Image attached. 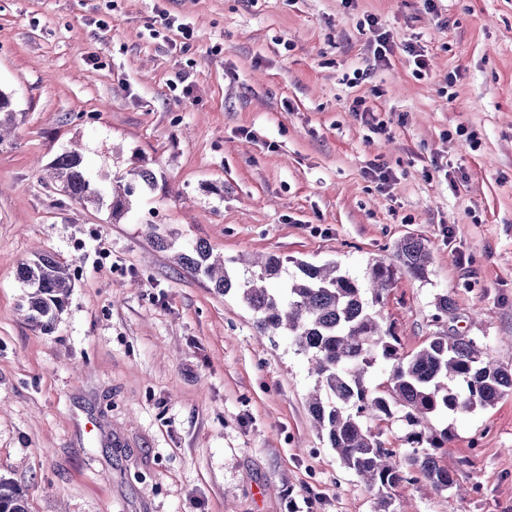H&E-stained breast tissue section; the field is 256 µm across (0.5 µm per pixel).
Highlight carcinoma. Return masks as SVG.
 <instances>
[{
	"label": "carcinoma",
	"mask_w": 512,
	"mask_h": 512,
	"mask_svg": "<svg viewBox=\"0 0 512 512\" xmlns=\"http://www.w3.org/2000/svg\"><path fill=\"white\" fill-rule=\"evenodd\" d=\"M22 117L11 95L0 90V143ZM51 178L71 200L106 208L113 224L121 223L134 200L156 186L153 171L143 165L109 185L96 184L76 150L55 158ZM178 260L206 276L217 292L235 291L262 332L288 335L309 356L318 381L309 408L320 435L347 469L380 494L422 480L439 491L451 489L455 479L440 455L450 435L435 422L449 412L492 406L512 393V370L495 364L473 339L440 333L409 356L400 352L394 329L383 328L376 306L396 276H427L430 251L419 237L400 240L393 262L369 265L363 283L340 273L336 265L300 261L288 279L272 288L268 283L285 271L281 257L269 255L232 275L224 258L201 240L186 246ZM17 276L26 290L28 321L51 330L72 288L69 266L40 254L21 263ZM380 366L389 372L387 384L373 387L368 375ZM395 411L409 427L404 466L372 430L374 421ZM0 512H28L23 491L2 476Z\"/></svg>",
	"instance_id": "1"
}]
</instances>
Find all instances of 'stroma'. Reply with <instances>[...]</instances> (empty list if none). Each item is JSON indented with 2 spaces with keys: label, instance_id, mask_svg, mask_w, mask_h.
<instances>
[{
  "label": "stroma",
  "instance_id": "1",
  "mask_svg": "<svg viewBox=\"0 0 512 512\" xmlns=\"http://www.w3.org/2000/svg\"><path fill=\"white\" fill-rule=\"evenodd\" d=\"M165 16L192 38L151 37ZM0 90L25 115L0 146V475L29 512L379 510L314 425L307 357L257 338L150 221L356 279L422 238L426 280L398 276L378 306L403 352L458 333L512 369V0H0ZM76 144L101 184L153 168L124 223L57 191L48 168ZM41 253L74 277L47 334L17 279ZM444 422L455 487L390 490L389 512H512V394ZM368 27V31L372 34L371 46L373 48V55L375 60L379 62L389 63V56L393 53V45L392 41H390V36L387 32L382 31L378 27V21L374 16H366L361 22L360 27Z\"/></svg>",
  "mask_w": 512,
  "mask_h": 512
}]
</instances>
